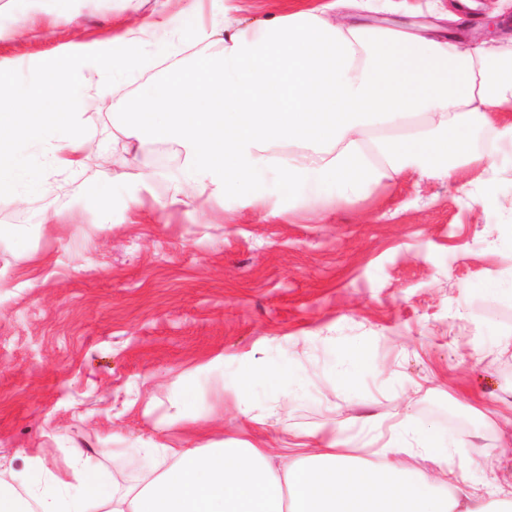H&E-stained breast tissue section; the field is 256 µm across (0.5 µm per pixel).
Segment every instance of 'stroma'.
Returning <instances> with one entry per match:
<instances>
[{"instance_id":"stroma-1","label":"stroma","mask_w":512,"mask_h":512,"mask_svg":"<svg viewBox=\"0 0 512 512\" xmlns=\"http://www.w3.org/2000/svg\"><path fill=\"white\" fill-rule=\"evenodd\" d=\"M469 2L461 15L458 0H226L245 27L276 7L327 3L344 21L512 47V0ZM32 7L63 21L0 41L1 58L57 53L148 12L139 0ZM82 110L100 147L85 169L21 201L0 196V227L30 234L26 250L0 239V452L41 456L54 472L79 451L100 474L135 483L153 464L148 439L198 428L227 438L233 412L217 402L218 375L193 384L196 424L174 407L178 377L219 354L233 366L273 354L304 372L310 394L288 407L296 430L332 422L353 436L364 420L425 416L457 399L466 456L500 447L512 414V256L500 248L512 227V147L448 178L407 171L365 195L272 217L233 199L158 212L184 185L177 153L161 146L168 168L131 211L105 193L123 153L112 115L93 98ZM55 211L60 223H44ZM350 341L364 343L370 369L345 387L326 354ZM475 409L488 418L478 437L466 432Z\"/></svg>"}]
</instances>
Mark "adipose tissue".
<instances>
[{"mask_svg":"<svg viewBox=\"0 0 512 512\" xmlns=\"http://www.w3.org/2000/svg\"><path fill=\"white\" fill-rule=\"evenodd\" d=\"M206 4L174 20L154 11L57 56L0 58V94L35 89L67 105L0 111V195L20 200L83 168L93 149L81 112L90 97L111 108L143 167L115 174L106 193L135 205L151 190L149 146L174 148L188 175L189 193L175 191L168 206L233 197L275 217L296 203L363 195L408 170L447 176L459 160L512 143V125L491 118L512 112V50L404 37L320 9L274 11L243 27L226 17L224 0ZM211 39L219 54L191 53ZM423 112L434 118L412 136L374 133L379 119ZM291 145L313 161L282 156ZM327 365L342 385L367 370L357 344L332 348ZM205 368L225 381L218 401L246 419L256 402L309 393L300 370L277 362L241 372L218 355ZM448 417L444 407L409 417L394 446L372 449L368 460L335 426L301 430L279 468L272 449L236 437L178 447L152 440L145 454L168 467L126 487L75 452L44 488L29 477L45 464L30 457L24 470L0 473V512H90L96 501L107 512H512V490L472 480Z\"/></svg>","mask_w":512,"mask_h":512,"instance_id":"obj_1","label":"adipose tissue"}]
</instances>
